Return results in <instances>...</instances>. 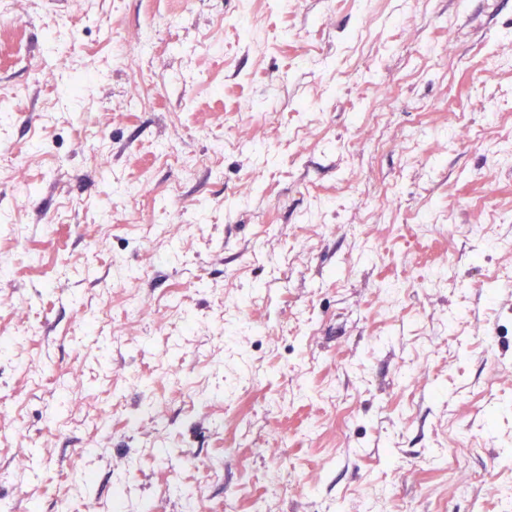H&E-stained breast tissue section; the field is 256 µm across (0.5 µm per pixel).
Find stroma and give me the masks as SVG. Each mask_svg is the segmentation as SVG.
I'll list each match as a JSON object with an SVG mask.
<instances>
[{"mask_svg": "<svg viewBox=\"0 0 512 512\" xmlns=\"http://www.w3.org/2000/svg\"><path fill=\"white\" fill-rule=\"evenodd\" d=\"M147 26L137 81L113 50ZM491 52L512 61V0H0V333L32 330L0 351V498L182 512L176 483L201 512H473L460 453L499 512L512 280L484 282L512 267L491 221L512 68L484 75ZM172 143L210 166L182 179Z\"/></svg>", "mask_w": 512, "mask_h": 512, "instance_id": "stroma-1", "label": "stroma"}]
</instances>
